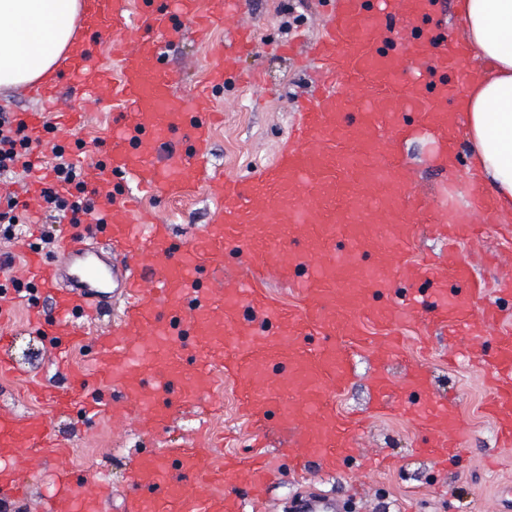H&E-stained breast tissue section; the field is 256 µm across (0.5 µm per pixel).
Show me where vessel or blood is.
I'll use <instances>...</instances> for the list:
<instances>
[{
    "mask_svg": "<svg viewBox=\"0 0 512 512\" xmlns=\"http://www.w3.org/2000/svg\"><path fill=\"white\" fill-rule=\"evenodd\" d=\"M168 2V10L146 15V38L128 46L121 36L128 25L129 0H82L85 27L111 29L119 69L105 70L89 51L60 61L64 74L92 97L123 106L124 119L112 129L105 162L84 167L86 181L101 193L111 192L113 179L126 178L153 196L189 195L210 153L206 103L197 98L176 102L170 77L157 61L163 47L181 35L184 19L204 28L238 12L240 3ZM384 2L390 8L401 6L411 20L432 9L431 0ZM380 44L365 0H339L315 46L320 95L301 112L284 150L255 182L246 188L235 180L220 183L223 207L216 223L183 249L171 251L167 225L134 224L135 203L124 197L101 206L102 223L74 228L56 258L22 242L27 276L50 297L54 312L49 320L32 311L29 323L53 342L54 358H61L73 337L84 335L86 324L112 307L121 312L112 335L97 339L96 389L54 391L49 415L0 409L1 502L28 500L35 460L57 458L63 465L51 474L47 512H98L112 486L102 478L91 485L73 480L65 464L70 451L60 445L53 415L68 413L76 403L86 413L101 414L104 404L97 390L110 387L137 412L143 430L167 425L178 406L194 410L204 423L212 414L205 400L210 388L206 368L214 364L238 389V412L249 424L255 453L225 454L217 468L206 465L207 449L194 444L137 457L127 471L122 512H247L279 476L261 451L269 418L292 428L295 472L313 462L338 472L350 458L364 422L337 415L330 397L353 379L346 342L369 343L360 320L407 323L425 313L433 324L452 331L495 328V310L480 308L482 290L474 285L468 262L455 258L442 270L427 259L408 260L416 224L393 209L383 193L400 175L388 152L403 135L394 120L397 106L411 105L419 115L420 133L447 143L452 127L443 78L449 59L461 54L444 44L429 52L416 40L397 56ZM423 55L428 58L426 74L438 79L432 90L424 88L420 76L408 73L412 60ZM340 81L377 88L379 111L363 113L358 124L348 123V105L335 93ZM178 125L190 130L191 153L175 147L156 162L158 145ZM371 207L387 211L390 221L375 238L359 223ZM415 208L422 223L444 226L448 242L475 233L468 225H442L426 200H418ZM340 236L351 246L339 253L334 244ZM239 242L251 264L287 280L299 304H287L247 280L203 286L202 264L215 262L226 245ZM368 249L392 254L393 269L361 265L358 256ZM399 278L424 284L422 297L400 293L394 286ZM147 281L154 282L153 292H145ZM4 323L0 315V375L29 377L12 355L14 334L4 330ZM187 354L197 362L194 370L182 364ZM487 369L492 395L486 407L498 434L512 443V334L499 338ZM405 414L415 426L430 430L420 454L433 463L446 461L464 446V426L447 400L434 398L428 408L411 406ZM175 468L183 478H172ZM295 509L343 512L344 505L317 492L298 497Z\"/></svg>",
    "mask_w": 512,
    "mask_h": 512,
    "instance_id": "obj_1",
    "label": "vessel or blood"
}]
</instances>
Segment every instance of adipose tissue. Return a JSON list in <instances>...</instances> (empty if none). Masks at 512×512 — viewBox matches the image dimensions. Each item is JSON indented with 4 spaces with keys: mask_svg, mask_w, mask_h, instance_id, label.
Listing matches in <instances>:
<instances>
[{
    "mask_svg": "<svg viewBox=\"0 0 512 512\" xmlns=\"http://www.w3.org/2000/svg\"><path fill=\"white\" fill-rule=\"evenodd\" d=\"M475 77L454 101L467 137L469 177L488 183L501 220L512 219V0H456ZM81 0H0V89L37 83L60 57L87 49L76 32Z\"/></svg>",
    "mask_w": 512,
    "mask_h": 512,
    "instance_id": "adipose-tissue-1",
    "label": "adipose tissue"
}]
</instances>
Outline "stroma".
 <instances>
[{"label":"stroma","mask_w":512,"mask_h":512,"mask_svg":"<svg viewBox=\"0 0 512 512\" xmlns=\"http://www.w3.org/2000/svg\"><path fill=\"white\" fill-rule=\"evenodd\" d=\"M337 0H242L240 17H228L216 23L207 40H200L193 27H186L179 38L167 43L158 66L174 78L171 93L175 98L191 97L205 87L210 68L224 54L227 28L243 20L256 32L254 47L241 58L239 70L224 76L223 84L210 92L215 119L211 130V155L205 175L196 193L186 199L152 197L143 206L161 223L171 225L173 247L213 223L219 201L210 179L224 175L250 184L262 170L271 165L282 149L297 121L304 103L316 93L318 65L312 58L284 54L287 43L305 46L321 34L326 20L336 12ZM369 15L380 23L388 35L383 48L400 53L405 39L414 37L432 42L438 38L462 35L463 23L456 13L455 0H436L434 11L419 22L417 28L406 27L402 15L382 10L373 4ZM58 104H50L36 96L33 87L0 89V110L19 113L29 110L45 112L55 129L47 141L64 146L69 161L85 165L106 157L112 128L123 118L119 105L103 104L88 97L77 85L60 75ZM77 110L85 113V128H68L65 114ZM465 133L455 134L457 180L445 178L437 161L438 144L412 134L402 140L395 151L401 177L393 193L403 204H411L415 196L446 199V214L457 224L483 223V215L468 205ZM499 235L489 230L483 238L460 241L459 254L473 267L487 301L497 303L505 311L496 333H483L481 339L460 334L448 338L441 329H433L429 352H422L420 327L413 324H365L373 339L402 337L408 356L421 359L431 371V391L442 397L457 396L458 410L466 425L465 448L448 458L447 465L437 466L426 459L415 458L416 445L426 443L428 434L417 428L404 413L417 395L404 379L399 367H390L394 398L385 409L366 422L359 435L355 458L345 471L329 472L311 468L305 480H297L288 457L277 450L285 440L280 420L269 422L266 441L268 452L283 478L271 487L264 512H288L291 495L299 490L329 492L348 498L350 512H502L500 491L512 484V446L500 442L496 422L484 409L490 388L480 362L464 358V351L477 348L492 356L498 334L512 330V297L503 295L504 280L512 275V257L498 252ZM12 254L15 263L8 275L0 274V298L11 301L6 312V325L17 328L12 354L21 363L34 362L46 385L63 383L65 377L51 360L46 347L36 356H28L23 345L31 338L24 326L29 307L26 298L14 288L5 286L6 277L20 278L23 257L17 242L0 236V256ZM371 366L367 359L357 358L355 378L348 390L334 398L337 413L365 409L371 399ZM108 402L106 412L86 418L81 409L55 420V430L72 450L69 467L74 479L93 481L108 477L111 498L104 500L100 512H118L126 492L123 474L132 452L150 454L176 446L183 438L193 436L197 424L190 417L177 415L170 425L152 434H140L137 419L125 409L119 391L102 392ZM211 399L221 405L212 424L214 431L228 434L224 447L214 448V456L223 452L249 454L252 441L246 423L239 416L235 391L231 383L216 386Z\"/></svg>","instance_id":"1"}]
</instances>
